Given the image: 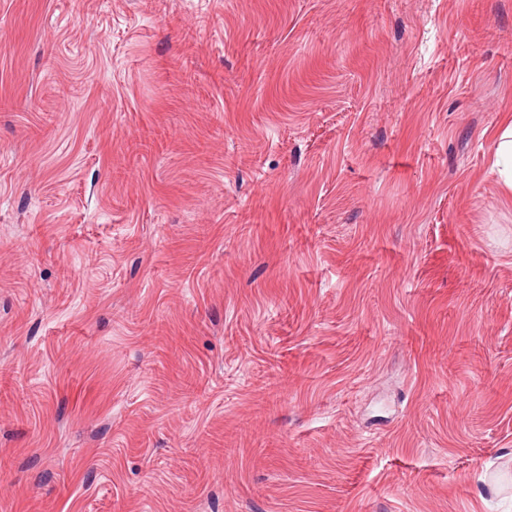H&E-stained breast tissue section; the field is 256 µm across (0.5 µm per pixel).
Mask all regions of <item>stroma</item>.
Instances as JSON below:
<instances>
[{
  "label": "stroma",
  "mask_w": 512,
  "mask_h": 512,
  "mask_svg": "<svg viewBox=\"0 0 512 512\" xmlns=\"http://www.w3.org/2000/svg\"><path fill=\"white\" fill-rule=\"evenodd\" d=\"M512 0H0V512H512ZM509 120L495 142L496 162L504 184L512 190V122Z\"/></svg>",
  "instance_id": "obj_1"
}]
</instances>
